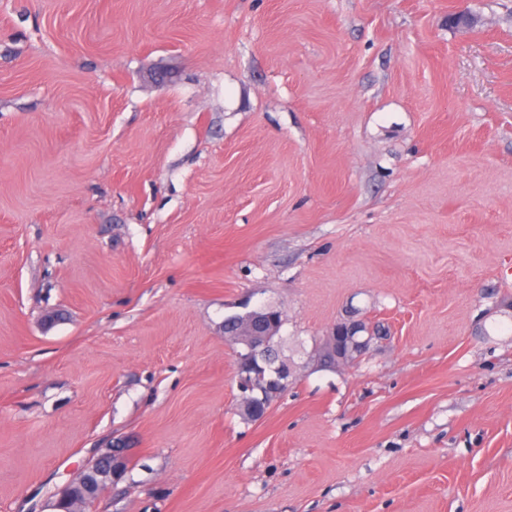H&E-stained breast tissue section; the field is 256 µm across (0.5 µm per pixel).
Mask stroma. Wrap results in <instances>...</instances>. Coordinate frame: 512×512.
Returning <instances> with one entry per match:
<instances>
[{"label": "stroma", "mask_w": 512, "mask_h": 512, "mask_svg": "<svg viewBox=\"0 0 512 512\" xmlns=\"http://www.w3.org/2000/svg\"><path fill=\"white\" fill-rule=\"evenodd\" d=\"M117 446L93 512H512V0H0V512ZM358 322L360 321L340 320L333 327L330 336H326V340L336 346V355L343 361L348 360L350 363L357 361L366 353L372 340L376 339V336H371L372 330L367 331L368 336L365 338L360 336L362 331L355 334L359 328L356 325ZM341 324L345 328H342ZM254 336H239L233 338H227L233 348H237L238 351L233 353L236 357H239L244 362L256 361V357L262 354H266L269 351L273 340L277 339V331L266 330L263 332L251 333ZM246 378H247V375L243 374V375L238 376V380H237L238 381V389H239L240 393L242 394V405L244 406V408H246L247 410H249L252 413L253 421L261 420L267 415V413L271 407L272 401L271 402H268V401L258 402L256 400V397H258V395L251 391L249 385H246V383H245ZM240 384L242 385V387H240ZM244 386H247V389H244Z\"/></svg>", "instance_id": "35a3bbf8"}]
</instances>
